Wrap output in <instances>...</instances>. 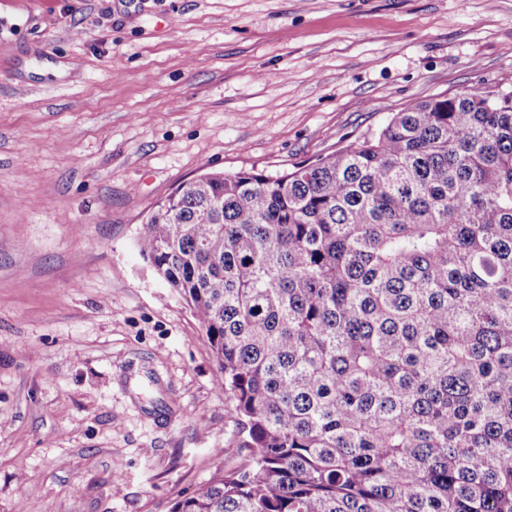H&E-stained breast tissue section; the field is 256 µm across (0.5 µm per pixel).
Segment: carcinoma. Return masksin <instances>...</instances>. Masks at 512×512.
Segmentation results:
<instances>
[{
	"label": "carcinoma",
	"instance_id": "obj_1",
	"mask_svg": "<svg viewBox=\"0 0 512 512\" xmlns=\"http://www.w3.org/2000/svg\"><path fill=\"white\" fill-rule=\"evenodd\" d=\"M137 247L247 450L171 512H512V91L182 182Z\"/></svg>",
	"mask_w": 512,
	"mask_h": 512
}]
</instances>
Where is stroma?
Listing matches in <instances>:
<instances>
[{"instance_id":"35a3bbf8","label":"stroma","mask_w":512,"mask_h":512,"mask_svg":"<svg viewBox=\"0 0 512 512\" xmlns=\"http://www.w3.org/2000/svg\"><path fill=\"white\" fill-rule=\"evenodd\" d=\"M479 84L512 0H0V512H170L244 461L157 202Z\"/></svg>"}]
</instances>
